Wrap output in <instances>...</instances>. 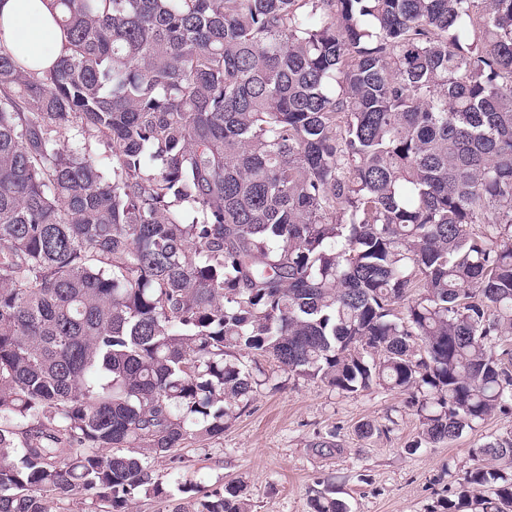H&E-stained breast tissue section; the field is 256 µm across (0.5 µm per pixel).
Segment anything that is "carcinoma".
<instances>
[{"instance_id":"cac0c4a2","label":"carcinoma","mask_w":512,"mask_h":512,"mask_svg":"<svg viewBox=\"0 0 512 512\" xmlns=\"http://www.w3.org/2000/svg\"><path fill=\"white\" fill-rule=\"evenodd\" d=\"M55 3L52 68L0 45V512L167 496L255 354L405 395L409 454L512 413V0ZM442 508L512 512V432Z\"/></svg>"}]
</instances>
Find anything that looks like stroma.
Wrapping results in <instances>:
<instances>
[{"label": "stroma", "instance_id": "obj_1", "mask_svg": "<svg viewBox=\"0 0 512 512\" xmlns=\"http://www.w3.org/2000/svg\"><path fill=\"white\" fill-rule=\"evenodd\" d=\"M248 363L270 375L271 384L222 436L190 440L175 455L155 458L163 482L176 474L211 488L241 482L248 512H311L312 499L327 488L350 512H436L471 466L474 448L512 430V416L498 413L453 441L410 455L404 447L421 424L400 393L375 385L346 395L295 377L268 357ZM390 419V434L365 438L358 431ZM331 430L342 454L318 455L313 443Z\"/></svg>", "mask_w": 512, "mask_h": 512}]
</instances>
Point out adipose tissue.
Returning a JSON list of instances; mask_svg holds the SVG:
<instances>
[{
    "instance_id": "1",
    "label": "adipose tissue",
    "mask_w": 512,
    "mask_h": 512,
    "mask_svg": "<svg viewBox=\"0 0 512 512\" xmlns=\"http://www.w3.org/2000/svg\"><path fill=\"white\" fill-rule=\"evenodd\" d=\"M54 13V0H0V45L25 64L51 66L64 46Z\"/></svg>"
}]
</instances>
